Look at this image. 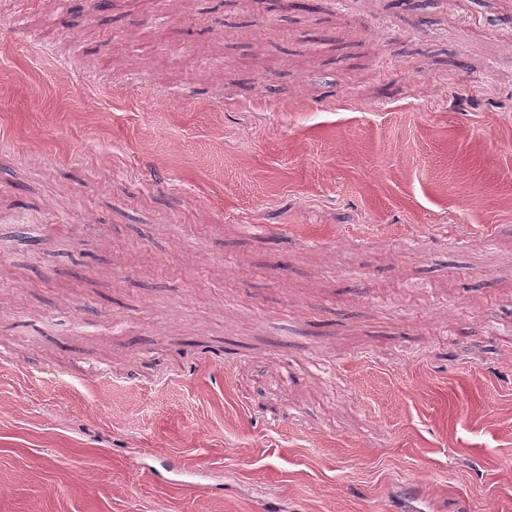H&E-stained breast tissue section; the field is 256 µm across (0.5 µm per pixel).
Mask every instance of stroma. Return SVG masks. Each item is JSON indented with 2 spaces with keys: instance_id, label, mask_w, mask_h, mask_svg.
<instances>
[{
  "instance_id": "35a3bbf8",
  "label": "stroma",
  "mask_w": 512,
  "mask_h": 512,
  "mask_svg": "<svg viewBox=\"0 0 512 512\" xmlns=\"http://www.w3.org/2000/svg\"><path fill=\"white\" fill-rule=\"evenodd\" d=\"M0 0V512H512V0Z\"/></svg>"
}]
</instances>
